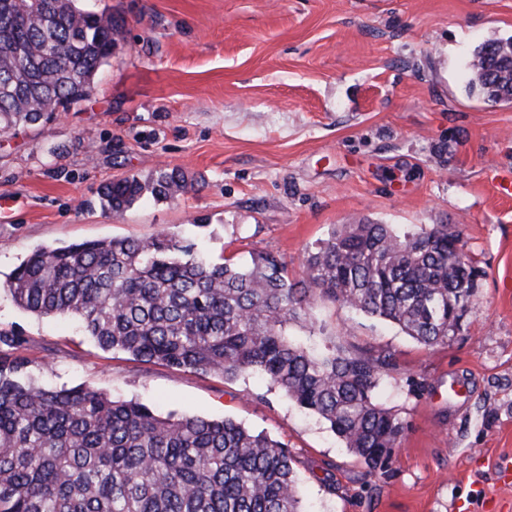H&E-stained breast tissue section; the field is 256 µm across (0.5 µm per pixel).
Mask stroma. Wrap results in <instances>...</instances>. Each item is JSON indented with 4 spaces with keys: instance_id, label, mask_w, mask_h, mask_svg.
Listing matches in <instances>:
<instances>
[{
    "instance_id": "35a3bbf8",
    "label": "stroma",
    "mask_w": 512,
    "mask_h": 512,
    "mask_svg": "<svg viewBox=\"0 0 512 512\" xmlns=\"http://www.w3.org/2000/svg\"><path fill=\"white\" fill-rule=\"evenodd\" d=\"M122 19L89 97L0 134V282L33 250L165 229L211 257L271 252L303 276L335 225L455 226L478 271L461 326L427 348L315 302L324 334L388 351L380 400L406 425L374 473L267 381L103 350L0 289L39 383L233 419L286 444L304 512H512V104L468 92L473 52L512 36V0H83ZM182 169L176 201L104 211L116 178Z\"/></svg>"
}]
</instances>
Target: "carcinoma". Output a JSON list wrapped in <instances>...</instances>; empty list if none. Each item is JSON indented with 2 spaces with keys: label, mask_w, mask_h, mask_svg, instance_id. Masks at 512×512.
Here are the masks:
<instances>
[{
  "label": "carcinoma",
  "mask_w": 512,
  "mask_h": 512,
  "mask_svg": "<svg viewBox=\"0 0 512 512\" xmlns=\"http://www.w3.org/2000/svg\"><path fill=\"white\" fill-rule=\"evenodd\" d=\"M119 28L111 11L78 0H0V134L67 110L112 57ZM490 54L508 62L492 80ZM472 66L470 91L512 94V38L479 45ZM187 189L181 170L164 167L146 180L114 179L101 196L120 214L147 192L175 200ZM473 273L448 224L397 232L370 223L333 228L307 253L301 281L274 253L245 265L212 261L161 229L42 246L6 286L18 307L74 317L104 349L226 381L257 375L380 472L405 431L379 396L396 359L316 337L313 302L389 322L432 347L448 341V302ZM292 324L309 336H290ZM28 343L0 330V512H302L285 444L230 418L163 417L89 387L38 385L20 354Z\"/></svg>",
  "instance_id": "carcinoma-1"
}]
</instances>
